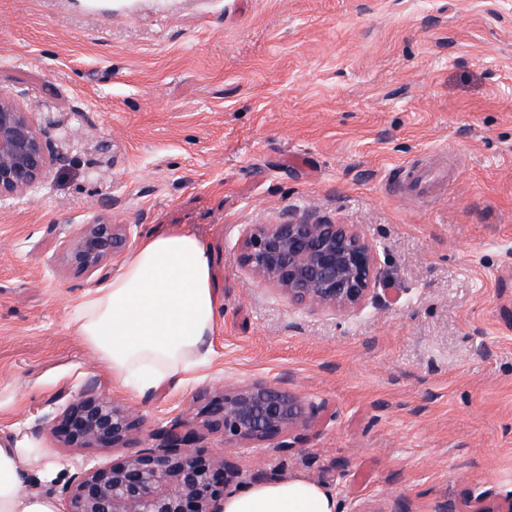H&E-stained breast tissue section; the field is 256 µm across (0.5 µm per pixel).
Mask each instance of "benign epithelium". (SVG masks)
<instances>
[{
    "label": "benign epithelium",
    "mask_w": 512,
    "mask_h": 512,
    "mask_svg": "<svg viewBox=\"0 0 512 512\" xmlns=\"http://www.w3.org/2000/svg\"><path fill=\"white\" fill-rule=\"evenodd\" d=\"M55 159L48 133L13 99L0 95V199L25 193ZM132 246L125 225L92 219L58 244L71 271L92 275ZM239 266L282 292L296 305L339 311L376 296L381 282L375 248L349 224L292 215L282 224H252L237 255ZM280 384L254 381L224 387L209 401L204 420L181 413L153 430L158 441L109 469L80 473L64 489L69 512H224L235 475L221 453L195 449L198 426L224 442L260 449L313 417ZM71 442L103 448L130 445L136 418L131 408L83 389L57 420Z\"/></svg>",
    "instance_id": "1"
}]
</instances>
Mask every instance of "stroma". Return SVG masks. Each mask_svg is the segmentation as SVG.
Returning a JSON list of instances; mask_svg holds the SVG:
<instances>
[{
  "instance_id": "obj_1",
  "label": "stroma",
  "mask_w": 512,
  "mask_h": 512,
  "mask_svg": "<svg viewBox=\"0 0 512 512\" xmlns=\"http://www.w3.org/2000/svg\"><path fill=\"white\" fill-rule=\"evenodd\" d=\"M0 94L57 152L0 201V442L31 448L57 512L126 454L50 432L82 385L147 433L257 380L316 416L259 454L205 434L242 487L306 478L337 512L512 507V0H0ZM411 166L448 180L407 194ZM292 214L354 225L377 299L311 309L245 273L248 225ZM94 217L206 246L222 318L199 378L131 393L70 327L121 269L60 260Z\"/></svg>"
}]
</instances>
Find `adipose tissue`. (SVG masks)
<instances>
[{"label": "adipose tissue", "instance_id": "1", "mask_svg": "<svg viewBox=\"0 0 512 512\" xmlns=\"http://www.w3.org/2000/svg\"><path fill=\"white\" fill-rule=\"evenodd\" d=\"M220 310L210 256L182 232L143 239L120 272L89 291L69 323L106 360L113 378L140 394L208 366ZM20 444H0V512H56L53 499L25 490ZM336 498L304 478L255 483L224 500V512H336Z\"/></svg>", "mask_w": 512, "mask_h": 512}]
</instances>
